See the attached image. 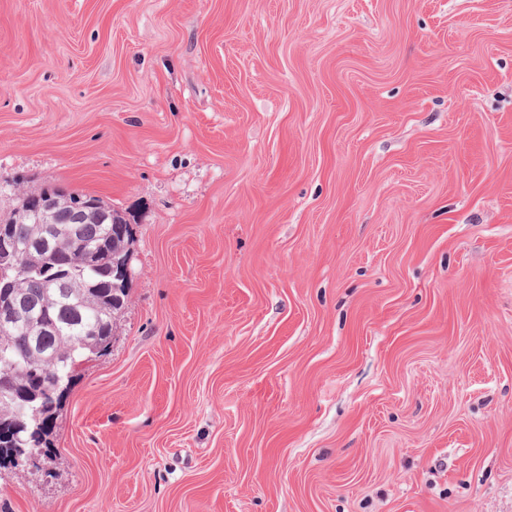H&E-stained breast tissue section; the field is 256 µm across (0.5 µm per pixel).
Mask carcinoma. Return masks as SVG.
I'll return each instance as SVG.
<instances>
[{"mask_svg": "<svg viewBox=\"0 0 512 512\" xmlns=\"http://www.w3.org/2000/svg\"><path fill=\"white\" fill-rule=\"evenodd\" d=\"M51 223L55 246L43 255L23 250L39 229L18 219L16 205L0 214V225H6L22 246L9 260V288L18 324L10 336L0 335V341L9 344V353L0 357V374H10L15 391L33 396L40 392L39 376L44 374L57 383L45 400L54 397L60 402L70 390L77 368L109 346L128 289H121V301H112L110 269L117 246L111 225L94 220L75 224L65 206L57 209ZM90 249L99 253L98 264L91 268L84 265ZM36 264L44 270L71 266L82 271V278L53 281L33 271ZM16 447L47 454L51 443L33 438L27 430L20 432Z\"/></svg>", "mask_w": 512, "mask_h": 512, "instance_id": "1", "label": "carcinoma"}]
</instances>
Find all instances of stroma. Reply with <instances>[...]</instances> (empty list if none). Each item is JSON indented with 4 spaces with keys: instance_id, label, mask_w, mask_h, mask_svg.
I'll return each instance as SVG.
<instances>
[{
    "instance_id": "obj_1",
    "label": "stroma",
    "mask_w": 512,
    "mask_h": 512,
    "mask_svg": "<svg viewBox=\"0 0 512 512\" xmlns=\"http://www.w3.org/2000/svg\"><path fill=\"white\" fill-rule=\"evenodd\" d=\"M130 223L0 512H512V0H0V188Z\"/></svg>"
}]
</instances>
